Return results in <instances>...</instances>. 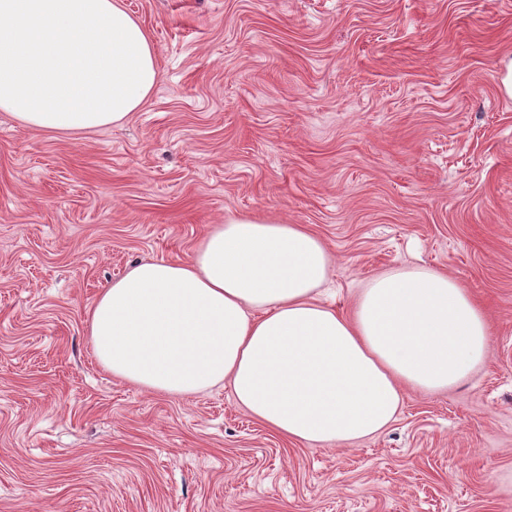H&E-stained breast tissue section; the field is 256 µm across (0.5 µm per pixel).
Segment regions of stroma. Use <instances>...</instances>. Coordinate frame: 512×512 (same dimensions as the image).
I'll return each mask as SVG.
<instances>
[{"instance_id": "35a3bbf8", "label": "stroma", "mask_w": 512, "mask_h": 512, "mask_svg": "<svg viewBox=\"0 0 512 512\" xmlns=\"http://www.w3.org/2000/svg\"><path fill=\"white\" fill-rule=\"evenodd\" d=\"M123 2L161 72L139 111L81 136L0 112V512H512V0ZM228 213L318 235L340 311L379 272L448 274L485 364L340 446L113 378L99 291Z\"/></svg>"}]
</instances>
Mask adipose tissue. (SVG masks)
I'll return each mask as SVG.
<instances>
[{
    "label": "adipose tissue",
    "instance_id": "adipose-tissue-1",
    "mask_svg": "<svg viewBox=\"0 0 512 512\" xmlns=\"http://www.w3.org/2000/svg\"><path fill=\"white\" fill-rule=\"evenodd\" d=\"M159 77L122 0H0V112L27 128L122 123ZM332 266L303 225L227 214L189 260L138 264L100 291L87 312L92 354L149 393L229 387L254 419L307 443L374 436L406 390L454 389L484 363L487 318L447 274L389 270L346 314L318 298Z\"/></svg>",
    "mask_w": 512,
    "mask_h": 512
}]
</instances>
